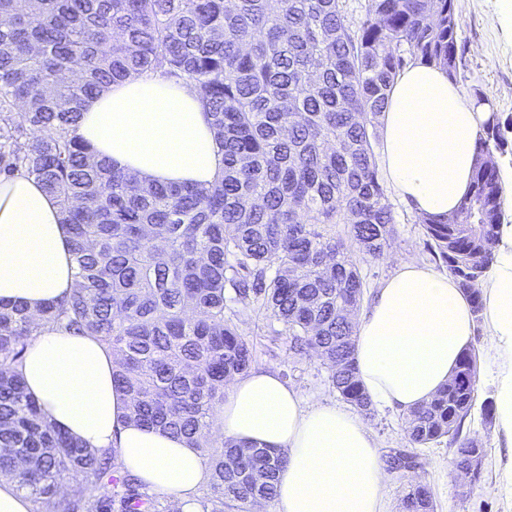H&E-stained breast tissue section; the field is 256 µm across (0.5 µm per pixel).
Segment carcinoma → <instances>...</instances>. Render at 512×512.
<instances>
[{
	"label": "carcinoma",
	"instance_id": "carcinoma-1",
	"mask_svg": "<svg viewBox=\"0 0 512 512\" xmlns=\"http://www.w3.org/2000/svg\"><path fill=\"white\" fill-rule=\"evenodd\" d=\"M464 48L455 0H0V175L24 171L60 206L75 287L42 310L116 356L128 417L203 452L202 512H249L274 496L287 459L211 439L224 385L254 353L238 328L266 310L299 349L329 364L338 396L364 415L353 317L368 288L361 263L383 257L395 217L375 147L387 91L414 63L457 83ZM199 94L224 168L205 186H166L115 170L76 130L85 102L134 74ZM501 124L480 138L469 196L448 218L421 216L424 248L471 297L499 245ZM345 225L344 234L336 225ZM40 323L0 302V470L51 512H163L113 450H91L46 425L12 366ZM476 392L471 353L425 407L407 416L411 444H457L464 468L479 445L460 438ZM69 474L102 492L61 493ZM410 485L402 512H432Z\"/></svg>",
	"mask_w": 512,
	"mask_h": 512
}]
</instances>
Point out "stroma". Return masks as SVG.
Here are the masks:
<instances>
[{
    "instance_id": "35a3bbf8",
    "label": "stroma",
    "mask_w": 512,
    "mask_h": 512,
    "mask_svg": "<svg viewBox=\"0 0 512 512\" xmlns=\"http://www.w3.org/2000/svg\"><path fill=\"white\" fill-rule=\"evenodd\" d=\"M458 35L467 51L460 67L458 87L466 99L481 94L494 105L502 131L512 145V25L499 17V0H457ZM395 233L391 253L428 263L423 253L421 227L406 203L393 199ZM245 339L253 346L255 369L277 373L308 402L337 403L330 382V368L314 350L297 353L280 323L258 311L242 325ZM488 349L483 322H476L471 347L476 356L475 405L466 418L462 434L480 438L485 459L480 479L469 490H461V479L452 464L454 446L442 440L416 449L418 465L412 471L390 472L385 480V512H401L405 489L419 482L429 488L435 512H512V485L506 465L512 462V447L494 433L495 425L482 415L484 402L496 396L494 374L486 364ZM365 424L380 456L407 448L405 416L401 410L375 408Z\"/></svg>"
}]
</instances>
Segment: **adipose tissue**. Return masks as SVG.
<instances>
[{
    "instance_id": "adipose-tissue-1",
    "label": "adipose tissue",
    "mask_w": 512,
    "mask_h": 512,
    "mask_svg": "<svg viewBox=\"0 0 512 512\" xmlns=\"http://www.w3.org/2000/svg\"><path fill=\"white\" fill-rule=\"evenodd\" d=\"M493 117L489 107L465 101L441 68L407 67L381 116L385 182L416 214L451 216L470 190L478 141ZM78 134L114 169L159 184H206L222 166L197 91L158 74L130 77L90 99ZM74 284L56 199L25 172L0 176V300L38 313ZM476 289L497 373L496 432L512 441V219L504 220L496 261ZM473 334L471 303L455 279L398 258L355 339L365 393L405 412L429 403ZM114 367L97 337L47 324L28 339L17 370L46 423L85 447L116 449L125 469L167 496L175 512H200L210 479L202 452L127 418ZM217 428L225 438L285 454L272 512H382L385 473L358 415L333 404L307 406L277 374L252 372L225 386Z\"/></svg>"
}]
</instances>
